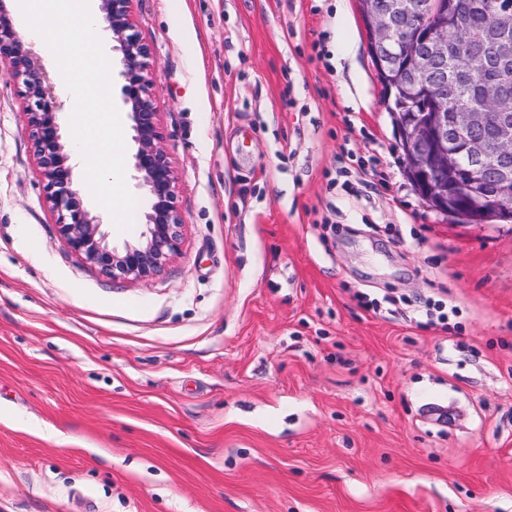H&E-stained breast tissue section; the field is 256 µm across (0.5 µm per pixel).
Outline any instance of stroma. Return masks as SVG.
Returning a JSON list of instances; mask_svg holds the SVG:
<instances>
[{
	"label": "stroma",
	"instance_id": "obj_1",
	"mask_svg": "<svg viewBox=\"0 0 512 512\" xmlns=\"http://www.w3.org/2000/svg\"><path fill=\"white\" fill-rule=\"evenodd\" d=\"M134 18L184 224L152 278L60 236L0 64V512H512V223L411 189L356 0ZM125 175L131 230L83 197L116 245Z\"/></svg>",
	"mask_w": 512,
	"mask_h": 512
}]
</instances>
